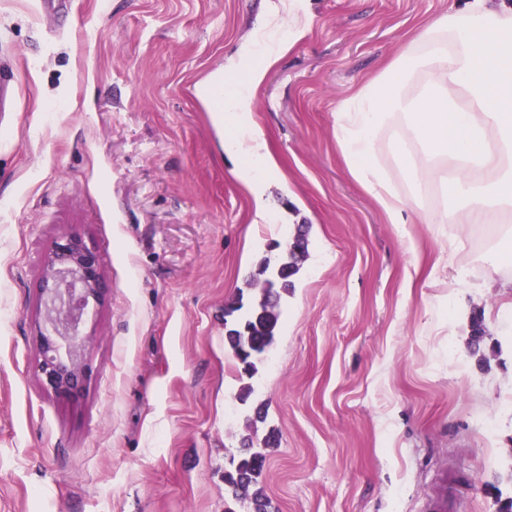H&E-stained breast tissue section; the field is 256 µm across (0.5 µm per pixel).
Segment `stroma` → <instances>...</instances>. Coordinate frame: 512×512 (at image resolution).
I'll return each mask as SVG.
<instances>
[{
  "label": "stroma",
  "instance_id": "obj_1",
  "mask_svg": "<svg viewBox=\"0 0 512 512\" xmlns=\"http://www.w3.org/2000/svg\"><path fill=\"white\" fill-rule=\"evenodd\" d=\"M456 0H0V512H249L224 491L262 453L267 512H505L512 504V293L478 260L487 224H388L333 136L337 103ZM251 46L279 175L268 222L199 88ZM308 255L247 402L224 304L263 261ZM96 248L91 378L34 372L54 237Z\"/></svg>",
  "mask_w": 512,
  "mask_h": 512
}]
</instances>
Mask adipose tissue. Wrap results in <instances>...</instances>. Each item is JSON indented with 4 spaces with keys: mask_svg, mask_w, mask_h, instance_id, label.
<instances>
[{
    "mask_svg": "<svg viewBox=\"0 0 512 512\" xmlns=\"http://www.w3.org/2000/svg\"><path fill=\"white\" fill-rule=\"evenodd\" d=\"M245 82L211 111L237 177L258 191L276 169ZM336 149L388 223L495 224L512 237V0H460L423 24L373 80L341 100ZM443 203L428 209L431 184Z\"/></svg>",
    "mask_w": 512,
    "mask_h": 512,
    "instance_id": "1",
    "label": "adipose tissue"
}]
</instances>
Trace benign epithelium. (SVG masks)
Listing matches in <instances>:
<instances>
[{"label":"benign epithelium","instance_id":"benign-epithelium-1","mask_svg":"<svg viewBox=\"0 0 512 512\" xmlns=\"http://www.w3.org/2000/svg\"><path fill=\"white\" fill-rule=\"evenodd\" d=\"M106 292L97 251L74 233L60 234L45 259L43 322L36 326L37 371L44 389L57 400L73 401L86 388L89 337L81 324L89 303L100 302Z\"/></svg>","mask_w":512,"mask_h":512}]
</instances>
